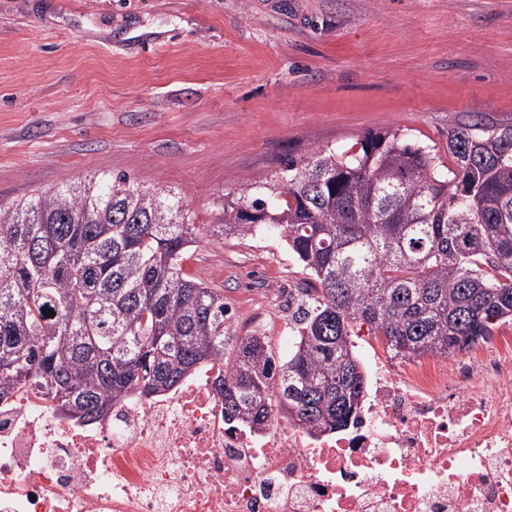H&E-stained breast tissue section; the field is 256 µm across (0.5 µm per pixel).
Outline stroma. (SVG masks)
<instances>
[{
    "instance_id": "stroma-1",
    "label": "stroma",
    "mask_w": 512,
    "mask_h": 512,
    "mask_svg": "<svg viewBox=\"0 0 512 512\" xmlns=\"http://www.w3.org/2000/svg\"><path fill=\"white\" fill-rule=\"evenodd\" d=\"M512 124V0H0V204L94 171L185 195V268L285 356L309 275L283 235L219 238L213 201L386 128Z\"/></svg>"
}]
</instances>
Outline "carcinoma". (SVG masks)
Instances as JSON below:
<instances>
[{"mask_svg": "<svg viewBox=\"0 0 512 512\" xmlns=\"http://www.w3.org/2000/svg\"><path fill=\"white\" fill-rule=\"evenodd\" d=\"M283 172L225 194L217 224L283 230L317 283L283 358L234 335L224 295L185 271L200 238L181 193L96 171L0 208V401L33 386L93 421L220 361L224 420L261 430L277 412L323 434L361 405L362 327L409 360L512 319V125H453L446 161L390 129Z\"/></svg>", "mask_w": 512, "mask_h": 512, "instance_id": "obj_1", "label": "carcinoma"}]
</instances>
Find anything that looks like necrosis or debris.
I'll return each mask as SVG.
<instances>
[{
    "label": "necrosis or debris",
    "mask_w": 512,
    "mask_h": 512,
    "mask_svg": "<svg viewBox=\"0 0 512 512\" xmlns=\"http://www.w3.org/2000/svg\"><path fill=\"white\" fill-rule=\"evenodd\" d=\"M356 423L224 420L221 362L92 422L0 402V512H512V328L442 359L365 352Z\"/></svg>",
    "instance_id": "obj_1"
}]
</instances>
